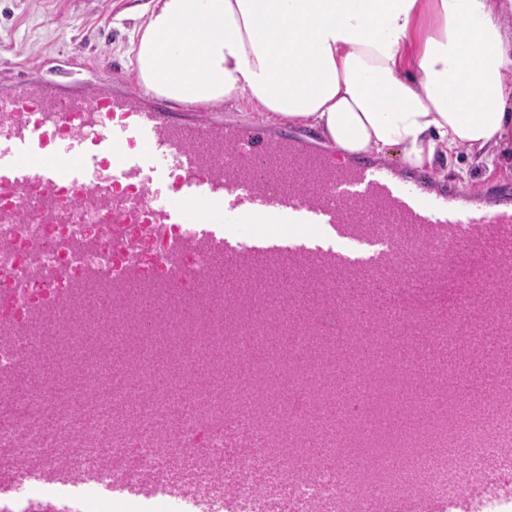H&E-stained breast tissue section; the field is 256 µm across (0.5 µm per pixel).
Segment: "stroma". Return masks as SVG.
<instances>
[{
	"mask_svg": "<svg viewBox=\"0 0 512 512\" xmlns=\"http://www.w3.org/2000/svg\"><path fill=\"white\" fill-rule=\"evenodd\" d=\"M150 0H0V81L25 64L49 80L134 79L130 48L146 24ZM438 184L463 186L486 204L512 203V165L466 151L430 171Z\"/></svg>",
	"mask_w": 512,
	"mask_h": 512,
	"instance_id": "1",
	"label": "stroma"
}]
</instances>
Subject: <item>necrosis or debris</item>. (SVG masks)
<instances>
[{"mask_svg":"<svg viewBox=\"0 0 512 512\" xmlns=\"http://www.w3.org/2000/svg\"><path fill=\"white\" fill-rule=\"evenodd\" d=\"M164 300L173 313L189 302L208 305V315L199 322L195 335L183 337L175 350L173 381L193 375L202 391L201 399L179 419L143 424L127 417L100 423L83 409L82 393L106 384L111 378L108 335L119 326H136L141 310ZM236 307L224 312L225 303ZM282 299L267 288H255L245 295H232L225 288H44L32 279L11 288L0 287V397L18 406L16 415L0 421V484L22 483L27 472L41 467L49 458L56 465L46 482H63L81 470L101 478L135 479L148 484L167 454L190 452L199 460L198 470L187 479L184 490L195 498L207 497L223 478L224 458V356L248 360L254 344L273 327L272 321H257L251 308L276 309ZM75 314L81 319L80 335L63 340L60 356L68 364L65 383L69 399L45 412L41 394L51 385L40 367L43 356L41 323L45 316ZM125 372L120 381L133 398H150L156 365L146 337L129 333L124 347ZM334 361L329 350H318L310 362L288 372V389L303 400L300 414L290 423L266 413L263 366L253 365L243 379L247 431H260L261 439L243 461L246 472L257 471L270 449H281L283 457L295 458L302 450L313 419L326 407L325 393L333 383ZM414 380L412 373L391 363L379 372L363 377L350 371L347 383L350 408L364 417L350 444L352 453L366 458V470L340 481L335 473L321 470L312 480L297 485L304 498L333 496L344 483H352L365 494L380 497L402 488H414L413 477L394 472L388 465L395 451L417 454L425 444L436 448H464L468 454L455 475L436 472L433 489L440 494L458 491L483 460L495 455L501 443H512V387L501 385L487 375L484 387L490 393L505 427L502 442L488 440L461 416V384L447 374L434 377L437 388L448 394V405L432 410L428 429L410 425L395 432L386 422L396 412V394Z\"/></svg>","mask_w":512,"mask_h":512,"instance_id":"4bbe7bcc","label":"necrosis or debris"}]
</instances>
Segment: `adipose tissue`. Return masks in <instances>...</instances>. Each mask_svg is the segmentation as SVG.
Wrapping results in <instances>:
<instances>
[{
  "instance_id": "ef3b65f1",
  "label": "adipose tissue",
  "mask_w": 512,
  "mask_h": 512,
  "mask_svg": "<svg viewBox=\"0 0 512 512\" xmlns=\"http://www.w3.org/2000/svg\"><path fill=\"white\" fill-rule=\"evenodd\" d=\"M503 0H153L137 78L187 104L247 101L318 130L342 157L411 169L512 136ZM197 32L187 55L175 44Z\"/></svg>"
}]
</instances>
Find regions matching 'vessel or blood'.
Here are the masks:
<instances>
[{
    "label": "vessel or blood",
    "instance_id": "b4317fda",
    "mask_svg": "<svg viewBox=\"0 0 512 512\" xmlns=\"http://www.w3.org/2000/svg\"><path fill=\"white\" fill-rule=\"evenodd\" d=\"M28 224L98 230L64 237V264L27 241ZM150 229L155 260L140 249ZM114 244L117 262L85 263V255ZM0 246L22 254L16 279L33 275L48 288H272L290 293L281 313L304 332L336 319L340 365L379 368L376 339L390 334L393 359H405L417 380L445 371L475 394L490 370L512 382V206L491 210L479 195L430 189L425 178L373 160L341 163L282 134L179 121L141 84L120 91L108 78L65 85L32 66L0 85ZM463 260L478 272L454 299L437 298ZM206 313L196 306L176 323L163 304L148 311L163 336L192 331ZM447 329L454 332L451 349L432 347L431 335ZM477 331L491 336L479 351L470 342ZM158 386L172 409L195 394L190 378L177 393L166 381ZM478 407L482 431L500 437L498 414L487 401ZM305 447L288 471L272 465L257 472L266 488L261 512H345L343 496L309 503L294 497V482L313 474L311 460L348 472L344 456L317 433ZM247 454L235 449L224 466L219 512H236L232 490ZM195 471L194 455L184 452L169 456L148 488L77 477L53 493L66 502L107 495L148 501L153 512H198V501L175 489ZM511 486L510 447L458 495L422 484L384 498L362 496L360 512H483Z\"/></svg>",
    "mask_w": 512,
    "mask_h": 512
}]
</instances>
